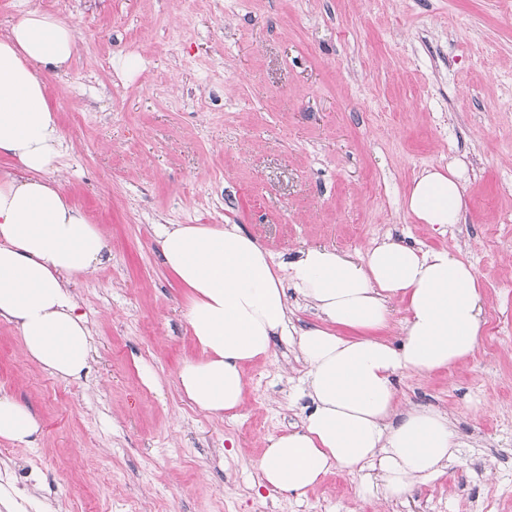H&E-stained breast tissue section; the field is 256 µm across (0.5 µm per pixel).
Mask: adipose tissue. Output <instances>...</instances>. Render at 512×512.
<instances>
[{"instance_id":"adipose-tissue-1","label":"adipose tissue","mask_w":512,"mask_h":512,"mask_svg":"<svg viewBox=\"0 0 512 512\" xmlns=\"http://www.w3.org/2000/svg\"><path fill=\"white\" fill-rule=\"evenodd\" d=\"M77 53V32L57 14L28 10L0 27V320L19 333L28 357L50 374L78 379L90 369V331L71 292L102 265L104 239L54 180L63 137L49 101L51 78ZM420 224L459 223L458 172L429 168L405 197ZM165 266L189 291L186 319L203 355L183 362L178 384L200 411L222 415L243 401L245 364L269 358L276 339L297 345L311 405L301 429L270 437L260 484L304 493L330 468L377 471L386 496L437 478L460 443L447 413L401 406L394 379L454 367L475 353L484 325L474 267L447 250L386 239L363 257L309 247L277 267L237 224H164ZM294 288L320 314L298 330L288 313ZM407 316L392 344L393 301ZM25 405L0 395V438L32 443L40 433Z\"/></svg>"}]
</instances>
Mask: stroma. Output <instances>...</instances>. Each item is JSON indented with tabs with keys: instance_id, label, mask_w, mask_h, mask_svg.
I'll return each mask as SVG.
<instances>
[{
	"instance_id": "1",
	"label": "stroma",
	"mask_w": 512,
	"mask_h": 512,
	"mask_svg": "<svg viewBox=\"0 0 512 512\" xmlns=\"http://www.w3.org/2000/svg\"><path fill=\"white\" fill-rule=\"evenodd\" d=\"M50 10L79 50L52 87L65 192L111 262L73 289L91 370L50 375L0 320V394L41 424L0 439L18 512H512V0H0ZM463 170L440 233L403 201L427 168ZM241 225L285 264L362 256L392 237L470 262L484 297L474 357L395 380L462 443L438 479L384 499L334 468L303 494L259 484L267 438L300 426L305 367L276 341L244 368L234 415L197 411L177 372L201 357L158 224Z\"/></svg>"
}]
</instances>
